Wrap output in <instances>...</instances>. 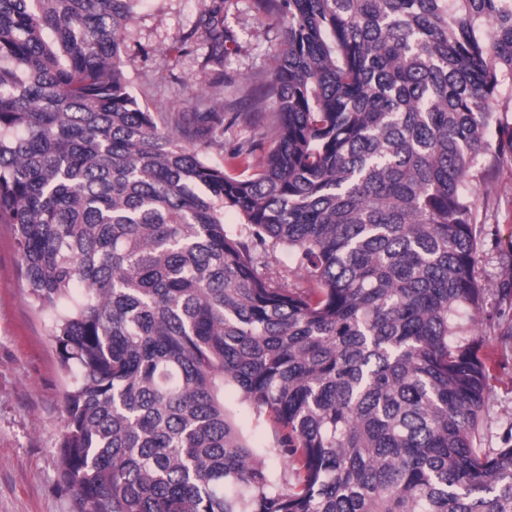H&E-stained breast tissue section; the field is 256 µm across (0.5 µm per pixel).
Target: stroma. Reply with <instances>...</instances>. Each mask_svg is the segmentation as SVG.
<instances>
[{
    "mask_svg": "<svg viewBox=\"0 0 512 512\" xmlns=\"http://www.w3.org/2000/svg\"><path fill=\"white\" fill-rule=\"evenodd\" d=\"M211 0H140L128 26L123 60L129 89L148 108L165 103L167 111L184 112L188 102L210 89L201 61L204 40L196 50L178 54L180 39L198 26ZM224 88L228 112L250 109L247 92L275 63L283 28L274 19H259L253 0H224ZM475 198L484 220L478 271L490 288L483 323L499 313L497 289L512 287V273L501 265L512 251V165L495 166ZM50 321L29 296L17 252L14 228L0 224V512H74L70 494L60 487L58 441L64 428V393L68 380L49 337ZM500 365L491 387V447L512 423V343L500 347ZM224 404L249 443L273 445L266 418L241 403L225 388Z\"/></svg>",
    "mask_w": 512,
    "mask_h": 512,
    "instance_id": "stroma-1",
    "label": "stroma"
}]
</instances>
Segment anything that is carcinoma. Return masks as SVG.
<instances>
[{
  "label": "carcinoma",
  "instance_id": "cac0c4a2",
  "mask_svg": "<svg viewBox=\"0 0 512 512\" xmlns=\"http://www.w3.org/2000/svg\"><path fill=\"white\" fill-rule=\"evenodd\" d=\"M138 2L0 0V224L71 378L74 512H512V436L477 446L495 349L460 318L473 187L512 161V0H255L284 40L227 116L129 91ZM200 26L221 87L224 0ZM224 404L254 448L265 449L273 446V429L269 421L241 403L232 387L224 390Z\"/></svg>",
  "mask_w": 512,
  "mask_h": 512
}]
</instances>
